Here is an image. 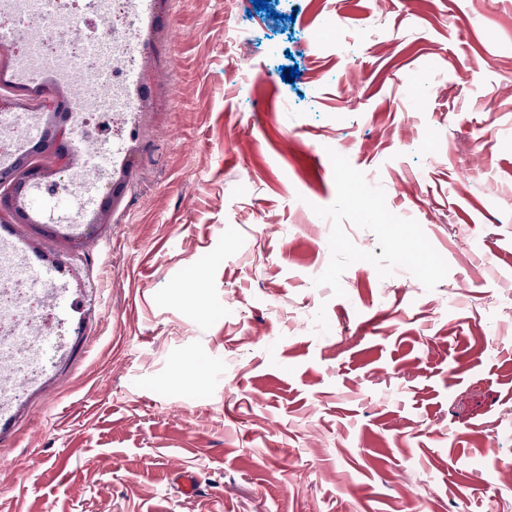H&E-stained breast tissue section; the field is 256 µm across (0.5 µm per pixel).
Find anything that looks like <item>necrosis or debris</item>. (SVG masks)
<instances>
[{
	"label": "necrosis or debris",
	"mask_w": 512,
	"mask_h": 512,
	"mask_svg": "<svg viewBox=\"0 0 512 512\" xmlns=\"http://www.w3.org/2000/svg\"><path fill=\"white\" fill-rule=\"evenodd\" d=\"M10 15L26 18L27 29L8 30L7 47L25 62L26 78H38L58 65L91 64L109 76L108 81L85 87L76 129L78 142L91 132L117 125L121 114L135 105L132 91L120 84L123 74L135 69L139 0H0ZM51 292L34 288L26 280L21 260L12 246L0 245V368L11 377L0 381V409L8 408L18 384L36 376L41 367V330L32 320H43Z\"/></svg>",
	"instance_id": "1"
}]
</instances>
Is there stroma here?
I'll return each mask as SVG.
<instances>
[{
    "mask_svg": "<svg viewBox=\"0 0 512 512\" xmlns=\"http://www.w3.org/2000/svg\"><path fill=\"white\" fill-rule=\"evenodd\" d=\"M150 2L92 204L0 223L68 290L0 512H512V0Z\"/></svg>",
    "mask_w": 512,
    "mask_h": 512,
    "instance_id": "1",
    "label": "stroma"
}]
</instances>
